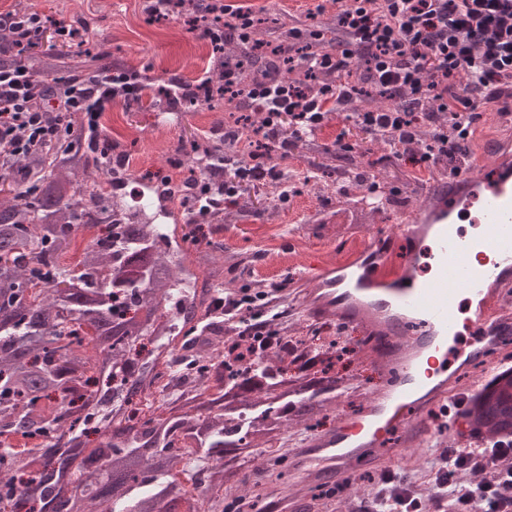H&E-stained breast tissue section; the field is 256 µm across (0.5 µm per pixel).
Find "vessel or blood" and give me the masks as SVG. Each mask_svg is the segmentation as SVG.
<instances>
[{
    "label": "vessel or blood",
    "mask_w": 512,
    "mask_h": 512,
    "mask_svg": "<svg viewBox=\"0 0 512 512\" xmlns=\"http://www.w3.org/2000/svg\"><path fill=\"white\" fill-rule=\"evenodd\" d=\"M432 202L396 226L413 251L401 266L382 252L366 250L355 270L340 275L305 273L300 298L307 315L336 316L365 326L376 340L373 356L383 359L389 382L367 395L359 417L342 416L335 426L295 449L291 471L298 485L327 483L352 475L354 464L377 467L428 447L423 423L428 411L455 403L458 378L512 334V162L496 158L442 180ZM474 208V238L463 236L455 219L460 203ZM434 272L424 276L420 256ZM473 305L477 331L460 343L461 303Z\"/></svg>",
    "instance_id": "b4317fda"
}]
</instances>
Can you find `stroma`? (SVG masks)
Returning a JSON list of instances; mask_svg holds the SVG:
<instances>
[{"label": "stroma", "mask_w": 512, "mask_h": 512, "mask_svg": "<svg viewBox=\"0 0 512 512\" xmlns=\"http://www.w3.org/2000/svg\"><path fill=\"white\" fill-rule=\"evenodd\" d=\"M30 2L33 10L84 32L88 50L105 45L112 67L139 74L146 86L142 98L113 103L101 115L99 130L127 159L132 176L153 181L160 190L169 182L184 183L189 173L180 147L194 140H223L227 114L220 103L170 111L163 89L170 77L189 82L212 71L211 48L194 40L179 22L149 21L144 0ZM343 127L342 116L329 114L321 129L281 159V166L297 175L316 172V181L304 183L299 195L282 202L275 182L244 185L225 206L229 219L206 225L203 244L175 254V262L201 280L197 295L209 300L217 292L233 293L256 281L276 286L288 321L326 336L334 333L336 319L311 317L301 308L298 290L306 272L348 261L378 238L394 259L407 257L409 246L393 239L394 227L401 215L419 210L425 202V187L444 175L437 171L412 179L409 165L390 158L381 141L354 128L347 129L353 150L337 154L333 142ZM507 151L512 152V119L490 112L470 142L466 164L471 167ZM366 173L374 175L385 197L377 212L354 207L365 192L360 177ZM215 244L222 247L216 255L211 252ZM335 372L351 387V395L338 399L314 428L291 426L286 434L289 448L300 447L333 427L339 415L353 414L351 396L386 383L367 349L351 356L348 365L336 366Z\"/></svg>", "instance_id": "1"}]
</instances>
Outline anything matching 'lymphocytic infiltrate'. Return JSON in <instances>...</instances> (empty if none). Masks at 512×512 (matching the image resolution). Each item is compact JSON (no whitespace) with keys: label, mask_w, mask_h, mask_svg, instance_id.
<instances>
[{"label":"lymphocytic infiltrate","mask_w":512,"mask_h":512,"mask_svg":"<svg viewBox=\"0 0 512 512\" xmlns=\"http://www.w3.org/2000/svg\"><path fill=\"white\" fill-rule=\"evenodd\" d=\"M330 7L333 25L318 24ZM197 8L182 23L216 50L230 41L251 44L264 12L252 0H199ZM306 18L256 50L259 65L249 83H242L236 62L225 60L224 99L260 113L262 146L241 153L238 129L225 131L220 167L207 168L187 186L193 215L207 212L203 197L228 199L240 182L263 179V150L287 155L328 113H346L414 172L444 166L455 176L485 114L506 110L501 98L512 88V0H314ZM49 26L66 40L76 37L68 23L39 13H0V31L24 34L30 46ZM143 88L127 70L97 71L57 85L37 78L23 58L0 63V171L13 172L18 159L54 146L76 114L84 119V142L111 159L112 143L98 132L100 115L116 100H139ZM369 89L389 93L396 105L349 111L351 101ZM421 124L429 141L417 148ZM277 293L267 289L259 300L245 290L224 295L225 324L248 316L252 336L274 335L282 317ZM371 490L370 497L349 500V512H512V433L475 430L467 446L435 454L419 484L382 467L371 478Z\"/></svg>","instance_id":"1"}]
</instances>
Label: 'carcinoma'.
<instances>
[{"mask_svg":"<svg viewBox=\"0 0 512 512\" xmlns=\"http://www.w3.org/2000/svg\"><path fill=\"white\" fill-rule=\"evenodd\" d=\"M28 66L58 72L50 57L29 51ZM393 101L361 96L350 108H382ZM48 156L24 165L39 168L38 192L11 181L13 197L0 203V431L21 436L73 437L67 448L49 440L25 454H0L5 492L0 508L12 512H198L201 495L224 489L211 505L241 501L252 448H271L284 430L308 424L336 402L334 363L348 352L332 339L315 343L303 329L282 322L280 341L250 361L219 359L199 377L194 395L181 406L150 412L135 407L163 376L159 367L173 353L162 342L174 297L196 287L189 270L174 265L163 245L168 235L150 224H134L112 196L82 186L78 174L105 171L104 159L82 145L80 122ZM192 163L220 157L216 143L196 144ZM106 226L95 246L84 249L75 268L60 255L81 227ZM157 341L156 355L138 362L130 353L140 339ZM99 356L87 375V351ZM304 357L309 367L290 366ZM112 387V409L99 424L92 448L74 437L88 415L100 412L104 388ZM203 460L207 480L187 485L182 448Z\"/></svg>","mask_w":512,"mask_h":512,"instance_id":"cac0c4a2","label":"carcinoma"}]
</instances>
